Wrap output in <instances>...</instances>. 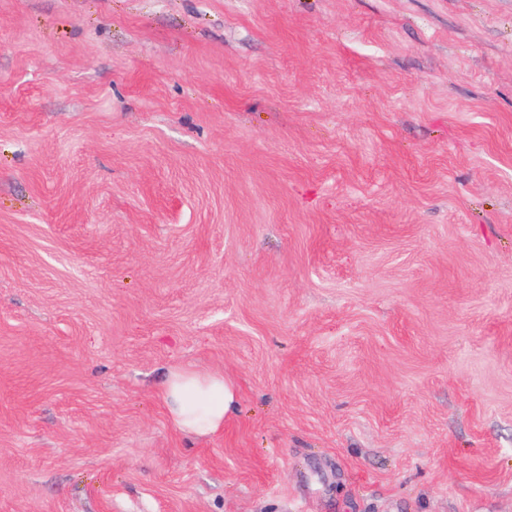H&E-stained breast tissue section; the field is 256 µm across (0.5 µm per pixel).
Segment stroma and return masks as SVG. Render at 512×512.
Here are the masks:
<instances>
[{
	"instance_id": "1",
	"label": "stroma",
	"mask_w": 512,
	"mask_h": 512,
	"mask_svg": "<svg viewBox=\"0 0 512 512\" xmlns=\"http://www.w3.org/2000/svg\"><path fill=\"white\" fill-rule=\"evenodd\" d=\"M0 512H512V0H0ZM158 394L174 428L198 438L223 432L238 404L236 386L224 372L188 365L170 367Z\"/></svg>"
}]
</instances>
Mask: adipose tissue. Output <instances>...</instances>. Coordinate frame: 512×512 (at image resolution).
Instances as JSON below:
<instances>
[{
    "label": "adipose tissue",
    "instance_id": "ef3b65f1",
    "mask_svg": "<svg viewBox=\"0 0 512 512\" xmlns=\"http://www.w3.org/2000/svg\"><path fill=\"white\" fill-rule=\"evenodd\" d=\"M159 397L174 428L198 438L223 432L238 404L236 386L223 372L188 365L167 370Z\"/></svg>",
    "mask_w": 512,
    "mask_h": 512
}]
</instances>
